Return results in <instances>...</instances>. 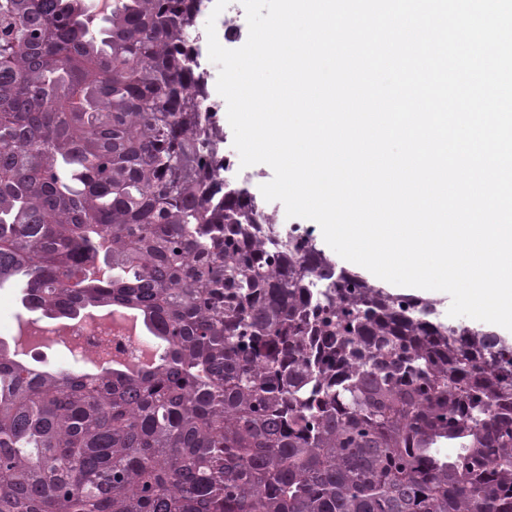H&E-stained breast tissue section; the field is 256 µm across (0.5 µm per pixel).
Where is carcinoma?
Instances as JSON below:
<instances>
[{"label":"carcinoma","instance_id":"cac0c4a2","mask_svg":"<svg viewBox=\"0 0 512 512\" xmlns=\"http://www.w3.org/2000/svg\"><path fill=\"white\" fill-rule=\"evenodd\" d=\"M200 8L0 0V288L47 317L131 305L175 341L89 382L0 352V512H512V343L224 187ZM104 235L114 278L88 281ZM265 203L269 211L275 215L277 220V227L281 235L286 236L288 233L290 234L298 230H303L300 233L294 235L298 238V241H311L313 239L318 248L323 249L327 255L338 261L339 255H337L325 243L321 228L316 222L303 218L288 219L286 218L284 207L280 202H268L265 200ZM307 229L312 233V238L307 231H304ZM362 276L366 277L367 279H369L370 281L382 286L385 288L386 291L394 294V295H404L405 296H408V297H411V298H423V299H430L432 300L434 303H435V307H436V312H437V317L438 319L443 322V323H447L448 324V319L451 320V323H458V322H465L469 325H472L474 327H477L478 329H482V330H489V331H493L495 332L496 334H498L499 337H501L502 339H505V340H508L509 342H512V334H511V331H508L504 328H500V327H496L490 323H486V322H482V321H478V320H474V319H471V318H467V317H457V318H453V317H450L448 316V309L450 307V304H451V299L449 297L448 294L442 292L438 295H434V296H428V297H416V296H413V295H410L409 292H407L406 290H402L400 288H397V287H390V286H387L385 284H383L382 282L376 280V279H373L367 275H364V274H361Z\"/></svg>","mask_w":512,"mask_h":512}]
</instances>
